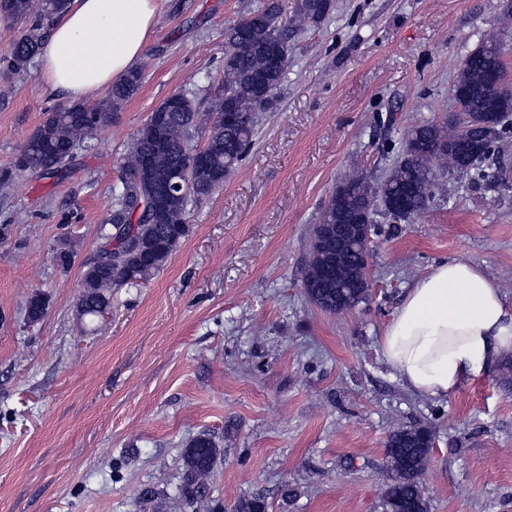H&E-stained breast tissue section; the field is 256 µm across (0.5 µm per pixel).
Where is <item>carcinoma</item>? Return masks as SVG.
I'll return each instance as SVG.
<instances>
[{
	"label": "carcinoma",
	"mask_w": 512,
	"mask_h": 512,
	"mask_svg": "<svg viewBox=\"0 0 512 512\" xmlns=\"http://www.w3.org/2000/svg\"><path fill=\"white\" fill-rule=\"evenodd\" d=\"M68 0H0V18L19 24L10 53L0 67L27 72L44 44V30L67 7ZM333 8L332 0H294L289 24H284L283 0H264L260 7L224 28V65L220 90L212 112L201 109L196 92L182 90L167 97L136 131L116 159L117 182L112 207L99 225L101 245L83 265L78 311L98 317L112 304V289L149 281L188 236L186 214L193 202L224 186V178L248 153L256 132L257 114L273 107L271 100L288 71V29L320 24ZM505 48L492 36L461 60L453 96L462 120L425 122L405 134L400 158L379 184L363 174L342 180L345 193H334L324 206L319 223L377 224V216L408 221L435 199L439 177L445 172L477 170L507 148L509 125L485 126L492 110L512 114V90L504 84ZM145 66L129 72L112 85L98 102L75 103L47 114L22 144L16 166L38 180H59L71 172L76 151L102 132L115 112L142 87ZM204 137L203 145L195 143ZM188 176L178 187L175 182ZM162 185L171 189L161 212L149 209ZM356 247L342 257L344 287L324 279L321 270L336 257H320L310 250L304 274L308 298L320 309L336 314L359 304L355 283L368 278L364 252ZM46 302L37 293L27 304L35 322L45 314ZM433 432L425 426L404 427L388 439L390 468L383 496L387 512H428L421 476L431 451ZM220 449L207 434L194 438L182 453L181 495L189 505L207 500ZM236 512H268L261 496L243 498Z\"/></svg>",
	"instance_id": "1"
}]
</instances>
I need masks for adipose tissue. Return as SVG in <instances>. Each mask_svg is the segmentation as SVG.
Returning <instances> with one entry per match:
<instances>
[{
  "instance_id": "obj_1",
  "label": "adipose tissue",
  "mask_w": 512,
  "mask_h": 512,
  "mask_svg": "<svg viewBox=\"0 0 512 512\" xmlns=\"http://www.w3.org/2000/svg\"><path fill=\"white\" fill-rule=\"evenodd\" d=\"M157 10L158 0H70L38 58L44 85L72 101L98 97L140 64ZM381 350L416 394L446 398L512 350V305L479 267L442 262L407 288Z\"/></svg>"
}]
</instances>
